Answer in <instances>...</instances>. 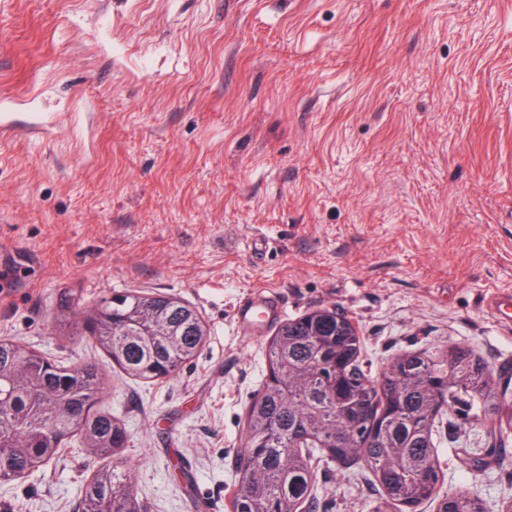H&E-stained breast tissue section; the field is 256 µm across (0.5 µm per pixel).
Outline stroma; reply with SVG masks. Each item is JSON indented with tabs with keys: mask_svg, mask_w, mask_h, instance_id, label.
Returning a JSON list of instances; mask_svg holds the SVG:
<instances>
[{
	"mask_svg": "<svg viewBox=\"0 0 512 512\" xmlns=\"http://www.w3.org/2000/svg\"><path fill=\"white\" fill-rule=\"evenodd\" d=\"M273 292L259 333L241 301ZM117 291L196 308L167 379L107 369L114 458L146 512H230L267 346L346 317L378 377L470 348L512 375V0H0V338L103 361L56 328ZM442 492L512 499V431L434 427ZM97 459L71 441L0 482V512H77ZM365 463L318 469L310 512H368Z\"/></svg>",
	"mask_w": 512,
	"mask_h": 512,
	"instance_id": "35a3bbf8",
	"label": "stroma"
}]
</instances>
